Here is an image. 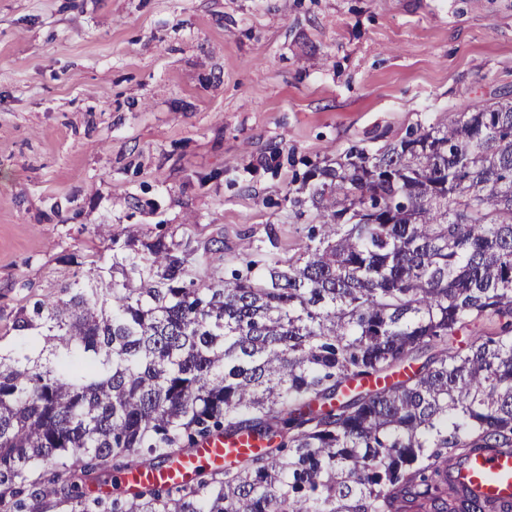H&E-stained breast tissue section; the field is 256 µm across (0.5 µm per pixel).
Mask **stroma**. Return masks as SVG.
I'll return each mask as SVG.
<instances>
[{"label": "stroma", "mask_w": 512, "mask_h": 512, "mask_svg": "<svg viewBox=\"0 0 512 512\" xmlns=\"http://www.w3.org/2000/svg\"><path fill=\"white\" fill-rule=\"evenodd\" d=\"M512 100V0H0V351L156 238L303 252L313 165Z\"/></svg>", "instance_id": "35a3bbf8"}]
</instances>
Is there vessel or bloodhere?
Returning a JSON list of instances; mask_svg holds the SVG:
<instances>
[{
  "label": "vessel or blood",
  "instance_id": "obj_1",
  "mask_svg": "<svg viewBox=\"0 0 512 512\" xmlns=\"http://www.w3.org/2000/svg\"><path fill=\"white\" fill-rule=\"evenodd\" d=\"M249 450V444L243 439L234 442L203 441L192 454L167 465L162 471L127 475L124 476L123 483L128 486L160 479L170 484H183L190 480L197 469L223 464L238 455L248 453ZM448 479L466 495L504 503L512 502V451L476 449L463 463L449 467Z\"/></svg>",
  "mask_w": 512,
  "mask_h": 512
}]
</instances>
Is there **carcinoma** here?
<instances>
[{"label":"carcinoma","instance_id":"obj_1","mask_svg":"<svg viewBox=\"0 0 512 512\" xmlns=\"http://www.w3.org/2000/svg\"><path fill=\"white\" fill-rule=\"evenodd\" d=\"M310 182L296 257L226 281L210 246L158 238L112 253L122 282L22 308L39 354L0 356V512H509L456 507L448 463L512 448V102ZM240 436L258 451L189 484L84 490Z\"/></svg>","mask_w":512,"mask_h":512}]
</instances>
